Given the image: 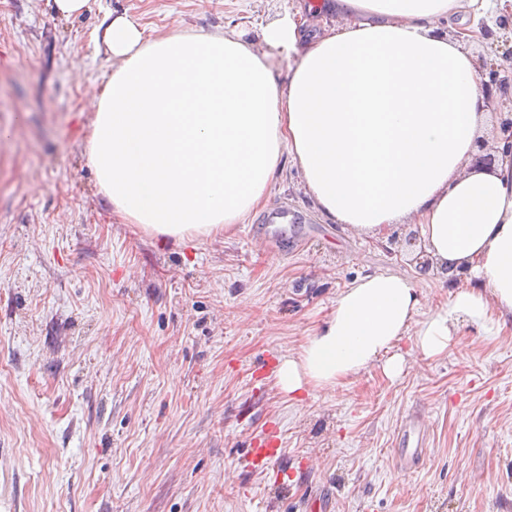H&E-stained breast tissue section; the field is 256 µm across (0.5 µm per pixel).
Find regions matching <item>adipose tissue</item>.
<instances>
[{"label":"adipose tissue","instance_id":"adipose-tissue-1","mask_svg":"<svg viewBox=\"0 0 512 512\" xmlns=\"http://www.w3.org/2000/svg\"><path fill=\"white\" fill-rule=\"evenodd\" d=\"M512 0H297L263 47L222 30L150 34L105 14L92 35L115 65L97 96L88 165L122 224L185 239L262 207L283 157L332 223L373 239L418 225L431 266L474 282L422 316L411 278L357 277L321 330L281 363L293 396L336 389L415 334L441 354L461 324L512 322V151L472 167L487 120L479 75L503 64ZM472 41L483 53L469 49ZM287 56L280 86L271 52Z\"/></svg>","mask_w":512,"mask_h":512}]
</instances>
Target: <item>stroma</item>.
I'll return each instance as SVG.
<instances>
[{"label": "stroma", "mask_w": 512, "mask_h": 512, "mask_svg": "<svg viewBox=\"0 0 512 512\" xmlns=\"http://www.w3.org/2000/svg\"><path fill=\"white\" fill-rule=\"evenodd\" d=\"M292 3L89 0L65 20L0 0V512H512V325L429 358L403 337L394 378L275 385L358 276L419 278L427 313L447 300L417 225L375 242L327 221L287 157L245 223L180 242L118 223L98 190L106 13L254 42ZM283 202L291 221L264 223ZM412 418L422 441L400 435Z\"/></svg>", "instance_id": "1"}]
</instances>
